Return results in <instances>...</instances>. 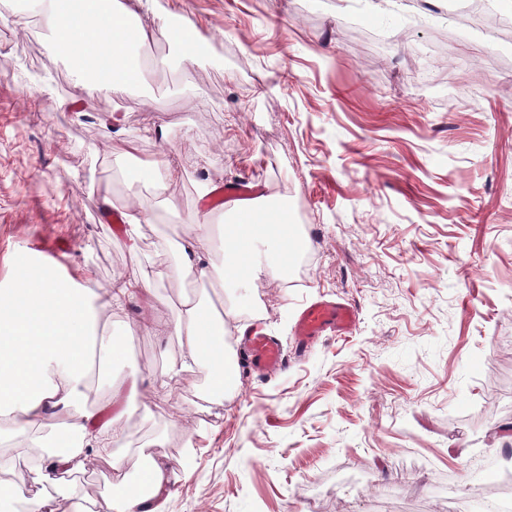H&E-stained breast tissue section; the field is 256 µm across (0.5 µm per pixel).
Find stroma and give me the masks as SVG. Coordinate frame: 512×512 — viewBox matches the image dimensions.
Instances as JSON below:
<instances>
[{"label": "stroma", "mask_w": 512, "mask_h": 512, "mask_svg": "<svg viewBox=\"0 0 512 512\" xmlns=\"http://www.w3.org/2000/svg\"><path fill=\"white\" fill-rule=\"evenodd\" d=\"M152 31L134 49L146 81L88 96L27 0H0V282L51 237L57 268L92 285L146 279L165 319L183 296L233 307L223 404L198 398L207 370L168 376L177 337L144 326L142 299L112 307L118 354L77 407L125 413V439L77 477L111 494L157 459L172 464L165 512H480L481 488L512 481V43L460 24L452 0H134ZM184 16L209 43L183 60L161 33ZM447 28V56L430 50ZM167 154L174 176L134 181ZM256 187L306 241L304 269L239 286L170 270L206 188ZM149 215L131 251L100 219ZM170 249L158 250L160 240ZM354 305L352 334L288 358L285 374L242 367L239 326L284 349L309 302ZM0 440V482L26 472L30 437ZM194 462L183 466L184 451Z\"/></svg>", "instance_id": "1"}]
</instances>
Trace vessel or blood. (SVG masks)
<instances>
[{
	"instance_id": "vessel-or-blood-1",
	"label": "vessel or blood",
	"mask_w": 512,
	"mask_h": 512,
	"mask_svg": "<svg viewBox=\"0 0 512 512\" xmlns=\"http://www.w3.org/2000/svg\"><path fill=\"white\" fill-rule=\"evenodd\" d=\"M356 323L355 309L344 302L318 299L304 307L294 324V347L296 353H304L321 336L346 335ZM244 362L250 372L260 376H271L285 372L288 360L281 342L268 335L262 325H254L246 339Z\"/></svg>"
}]
</instances>
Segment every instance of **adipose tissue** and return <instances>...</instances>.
I'll return each instance as SVG.
<instances>
[{
	"label": "adipose tissue",
	"mask_w": 512,
	"mask_h": 512,
	"mask_svg": "<svg viewBox=\"0 0 512 512\" xmlns=\"http://www.w3.org/2000/svg\"><path fill=\"white\" fill-rule=\"evenodd\" d=\"M30 0L59 49L77 62L82 86L90 95H115L143 82L144 71L134 62L133 42L148 38L144 30H130L127 0ZM231 224L224 227L226 259L222 270L204 263L212 241V227L196 225L175 272L212 276L218 283L242 282L260 271L256 250L261 225L259 202L233 201ZM150 290L138 279L113 281L102 294L87 282L66 278L47 263L21 253L13 262L9 286H0V438L22 433L47 418H55L60 441L49 451L40 442L29 448L32 466L20 484L0 487V497L26 493L28 512H164L173 473L168 463H152L147 480L150 492L116 494L92 503L74 491L69 477L111 456L124 438V416L98 422L74 420L72 410L93 391L95 366L105 365L115 351V340L101 327V313L111 311L124 297H147ZM234 309L213 313L202 302L185 297L172 321L151 316L177 336L183 353L168 370L177 374L191 367H213V357L224 347L226 322ZM56 487L55 496L41 491L44 482Z\"/></svg>",
	"instance_id": "1"
}]
</instances>
